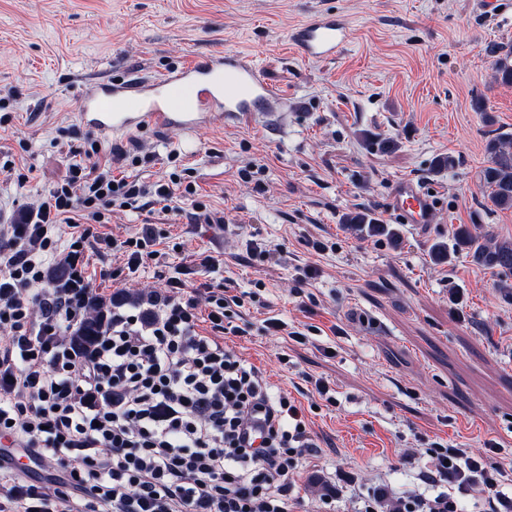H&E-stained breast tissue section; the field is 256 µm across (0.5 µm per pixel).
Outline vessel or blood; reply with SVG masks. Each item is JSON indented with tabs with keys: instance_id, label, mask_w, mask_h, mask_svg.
<instances>
[{
	"instance_id": "b4317fda",
	"label": "vessel or blood",
	"mask_w": 512,
	"mask_h": 512,
	"mask_svg": "<svg viewBox=\"0 0 512 512\" xmlns=\"http://www.w3.org/2000/svg\"><path fill=\"white\" fill-rule=\"evenodd\" d=\"M292 42L308 61H326L347 45L343 19L315 12L294 28ZM81 125L103 138H118L151 127L192 134L244 112H264L278 92L255 63L235 50L198 56L162 76L135 75L122 80L90 75L81 80ZM390 209L405 224L431 223L433 201L417 183L401 181Z\"/></svg>"
}]
</instances>
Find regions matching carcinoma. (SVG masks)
Wrapping results in <instances>:
<instances>
[{"label":"carcinoma","instance_id":"obj_1","mask_svg":"<svg viewBox=\"0 0 512 512\" xmlns=\"http://www.w3.org/2000/svg\"><path fill=\"white\" fill-rule=\"evenodd\" d=\"M493 57L495 79L502 84H512V46L494 47L490 50ZM485 151L487 165L481 170L480 181L485 189L487 202L500 210L512 209V133L496 132L486 140ZM345 223L359 225V230L370 235H385L395 240L396 233L389 227L365 212L346 216ZM463 254L471 262L496 272L501 280L498 287L504 291L512 289L508 277L512 275V239L498 238L489 230H473L461 225L455 234L452 245L436 243L431 248L434 260L450 261ZM125 301L121 294L110 297L93 296L91 306L95 317L80 324L73 332L74 346L80 350L90 348L96 336L100 335L106 317L112 306Z\"/></svg>","mask_w":512,"mask_h":512}]
</instances>
